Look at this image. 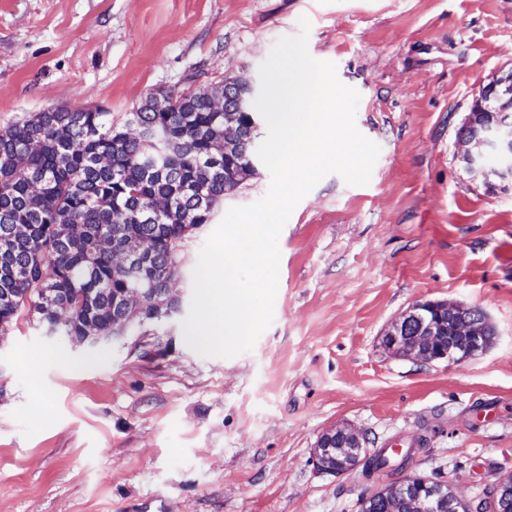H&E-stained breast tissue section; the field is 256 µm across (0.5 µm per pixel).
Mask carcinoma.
I'll return each instance as SVG.
<instances>
[{"instance_id": "1", "label": "carcinoma", "mask_w": 512, "mask_h": 512, "mask_svg": "<svg viewBox=\"0 0 512 512\" xmlns=\"http://www.w3.org/2000/svg\"><path fill=\"white\" fill-rule=\"evenodd\" d=\"M224 143L206 92L151 94L126 121L56 107L0 131V330L27 313L110 336L126 288H165L179 247L253 173L248 121ZM400 459L393 449L375 471Z\"/></svg>"}]
</instances>
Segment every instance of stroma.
Here are the masks:
<instances>
[{"label": "stroma", "instance_id": "stroma-1", "mask_svg": "<svg viewBox=\"0 0 512 512\" xmlns=\"http://www.w3.org/2000/svg\"><path fill=\"white\" fill-rule=\"evenodd\" d=\"M303 17L310 55L360 94L369 184L331 174L297 204L251 352L201 356L182 323L206 238L268 191L261 164L183 241L178 312L96 347L25 314L0 333V512H360L389 477L319 470L337 425L378 448L425 437L413 471L469 498L512 475V174L469 169L459 143L512 73V0H0V130L258 80ZM425 300L483 310L493 344L452 367L385 351Z\"/></svg>", "mask_w": 512, "mask_h": 512}]
</instances>
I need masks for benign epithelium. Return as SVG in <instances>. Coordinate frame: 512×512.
Returning <instances> with one entry per match:
<instances>
[{
    "label": "benign epithelium",
    "mask_w": 512,
    "mask_h": 512,
    "mask_svg": "<svg viewBox=\"0 0 512 512\" xmlns=\"http://www.w3.org/2000/svg\"><path fill=\"white\" fill-rule=\"evenodd\" d=\"M475 111L484 115L468 119L469 134L461 141L475 144L479 151L466 153V164L487 175L512 173V74L488 84L476 99ZM144 296L141 292L130 298L125 292L114 299L113 306L121 311L150 303L159 310L165 307L164 292H154L150 303ZM464 310L460 304L419 301L393 322L382 336V346L394 355L426 364L460 365L490 347L484 336L489 324L486 315L479 311V319L470 321ZM375 453L366 431L338 425L317 439L313 461L332 473L336 472L333 463L346 462L352 472ZM379 504L385 506L384 512H512V476L496 481L492 493L477 504L455 487L411 471L408 464L395 480L363 500L364 512H378Z\"/></svg>",
    "instance_id": "1"
}]
</instances>
